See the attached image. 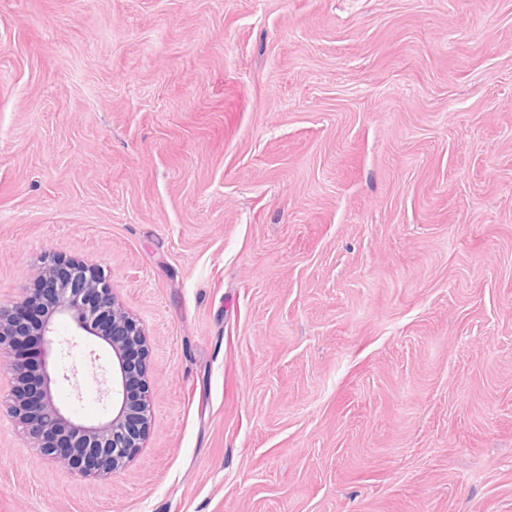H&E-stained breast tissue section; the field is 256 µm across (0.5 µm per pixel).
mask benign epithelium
Wrapping results in <instances>:
<instances>
[{"instance_id": "1", "label": "benign epithelium", "mask_w": 512, "mask_h": 512, "mask_svg": "<svg viewBox=\"0 0 512 512\" xmlns=\"http://www.w3.org/2000/svg\"><path fill=\"white\" fill-rule=\"evenodd\" d=\"M38 281L55 297L38 323L24 314L29 297L0 305V357L13 380L11 411L28 431L34 447L61 461L74 474L98 476L122 468L150 429L148 417V338L142 325L116 302L112 287L93 264L55 259L38 268ZM67 322L78 336H91L112 356L102 394L112 411L96 423L65 413L54 400L59 379L55 359L57 325ZM65 444L74 454L109 462L108 470L86 468L58 455Z\"/></svg>"}]
</instances>
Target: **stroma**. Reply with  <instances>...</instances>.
Instances as JSON below:
<instances>
[{
  "label": "stroma",
  "instance_id": "stroma-1",
  "mask_svg": "<svg viewBox=\"0 0 512 512\" xmlns=\"http://www.w3.org/2000/svg\"><path fill=\"white\" fill-rule=\"evenodd\" d=\"M54 256L150 433L71 476L0 362V512H512V0H0V303Z\"/></svg>",
  "mask_w": 512,
  "mask_h": 512
}]
</instances>
